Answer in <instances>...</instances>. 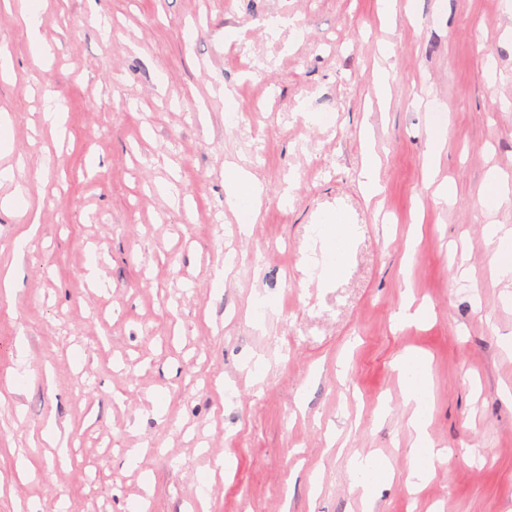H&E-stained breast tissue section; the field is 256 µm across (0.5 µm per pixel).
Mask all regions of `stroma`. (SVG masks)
Returning a JSON list of instances; mask_svg holds the SVG:
<instances>
[{
    "mask_svg": "<svg viewBox=\"0 0 512 512\" xmlns=\"http://www.w3.org/2000/svg\"><path fill=\"white\" fill-rule=\"evenodd\" d=\"M29 3L0 0V201L40 210L0 204V512H512V279L484 240L512 196L480 203L489 171L512 182V7L40 0L39 63ZM228 163L265 187L245 231ZM338 214L347 273L308 277ZM413 354L447 451L414 488ZM358 457L392 475L368 502ZM24 21L31 37L33 55L36 60H42L51 55V48L43 43L38 36L39 20V7L31 5L27 8L24 14Z\"/></svg>",
    "mask_w": 512,
    "mask_h": 512,
    "instance_id": "35a3bbf8",
    "label": "stroma"
}]
</instances>
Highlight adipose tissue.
Instances as JSON below:
<instances>
[{
  "label": "adipose tissue",
  "mask_w": 512,
  "mask_h": 512,
  "mask_svg": "<svg viewBox=\"0 0 512 512\" xmlns=\"http://www.w3.org/2000/svg\"><path fill=\"white\" fill-rule=\"evenodd\" d=\"M224 192L228 205L239 212L242 224L251 223L264 193L263 185L250 172L229 164L224 169ZM349 237V226L344 218H337L336 222L329 226L325 250L332 253L333 258L324 263L320 272L321 278L337 280L344 276L347 269L346 247ZM400 370L407 384V399L413 405L410 422L417 434V447L414 451L416 464L411 471L410 479L412 484L416 485L428 476L437 456L427 435L428 367L421 358L413 356L402 361Z\"/></svg>",
  "instance_id": "ef3b65f1"
}]
</instances>
